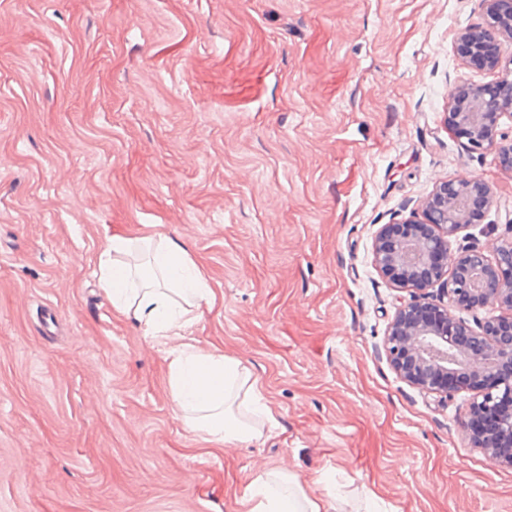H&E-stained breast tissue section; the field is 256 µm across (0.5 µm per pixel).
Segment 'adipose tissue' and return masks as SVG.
<instances>
[{"label": "adipose tissue", "mask_w": 512, "mask_h": 512, "mask_svg": "<svg viewBox=\"0 0 512 512\" xmlns=\"http://www.w3.org/2000/svg\"><path fill=\"white\" fill-rule=\"evenodd\" d=\"M93 275L113 309L151 338H173L167 351L173 409L207 442L260 440L274 416L258 380L223 349L199 347L183 328L212 306L216 293L187 244L159 232L107 236ZM246 512H329L331 503L285 468L262 470L249 483Z\"/></svg>", "instance_id": "ef3b65f1"}]
</instances>
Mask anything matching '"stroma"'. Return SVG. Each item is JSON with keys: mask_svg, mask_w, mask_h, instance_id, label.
I'll return each instance as SVG.
<instances>
[{"mask_svg": "<svg viewBox=\"0 0 512 512\" xmlns=\"http://www.w3.org/2000/svg\"><path fill=\"white\" fill-rule=\"evenodd\" d=\"M483 21V0H0V512H245L276 466L380 512H512V466L462 432L471 391L381 354L410 293L372 265L444 180L493 192L454 248L512 225V165L446 122L453 85L499 77L457 53ZM154 225L216 292L184 335L259 379L257 442L176 419L170 340L97 286L105 235Z\"/></svg>", "mask_w": 512, "mask_h": 512, "instance_id": "stroma-1", "label": "stroma"}]
</instances>
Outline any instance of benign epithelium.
<instances>
[{"instance_id": "obj_1", "label": "benign epithelium", "mask_w": 512, "mask_h": 512, "mask_svg": "<svg viewBox=\"0 0 512 512\" xmlns=\"http://www.w3.org/2000/svg\"><path fill=\"white\" fill-rule=\"evenodd\" d=\"M504 1L512 0H485L484 23L465 29L460 38L476 50L502 36L512 40V14L499 8ZM487 67L501 73L493 90L453 86L447 120L469 129L471 147L512 159V139L499 131L502 118L512 119V59L503 63L497 56ZM491 198V188L480 178L440 182L423 204L424 220L382 225L372 264L398 288L415 292L397 309L385 334L383 350L393 369L410 385L446 397L463 386L449 384V378L474 379L478 387L468 415L495 416L496 430L479 437L467 419L463 433L490 460L512 466V453L501 452L512 441V412L498 413L501 401L512 400V226L490 255L477 246L451 253L458 234L483 220ZM480 310L487 315L472 325L453 315Z\"/></svg>"}]
</instances>
